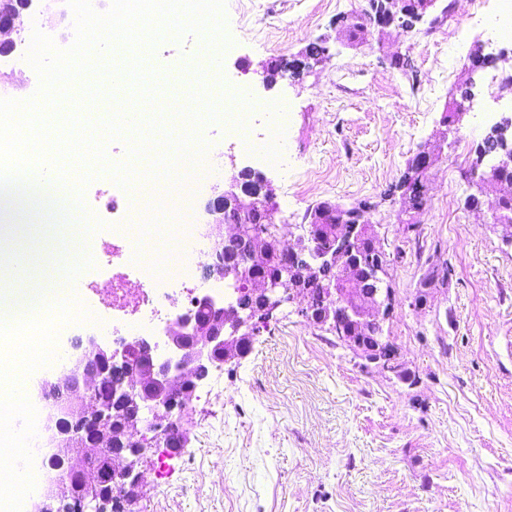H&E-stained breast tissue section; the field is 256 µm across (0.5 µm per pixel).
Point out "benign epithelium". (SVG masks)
I'll return each instance as SVG.
<instances>
[{"label": "benign epithelium", "mask_w": 512, "mask_h": 512, "mask_svg": "<svg viewBox=\"0 0 512 512\" xmlns=\"http://www.w3.org/2000/svg\"><path fill=\"white\" fill-rule=\"evenodd\" d=\"M401 3L365 0L362 12L387 27ZM492 133L503 138V146L479 155L478 165L511 172L506 135L512 133V117L502 119ZM434 162L426 149L411 159L419 173ZM213 192L198 233L208 242L204 277L228 283L224 302L197 297L194 310L167 328L164 353L146 336L124 340L119 349L91 336L73 344L60 375L40 385L48 402L43 447L51 450L57 475L46 479L38 512H139L142 457L156 448L176 454L187 447L182 417L188 403L212 370L244 355L255 316L296 302L299 315L335 329L341 342L355 349L380 325L390 288L383 287L386 255L377 246L367 209L354 212L352 223L331 227L333 203L286 242L280 232L266 230L277 218L272 188L262 173L243 168ZM325 270L331 278L314 299L301 283ZM360 358L395 376L404 371L395 353L382 346L360 352Z\"/></svg>", "instance_id": "benign-epithelium-1"}]
</instances>
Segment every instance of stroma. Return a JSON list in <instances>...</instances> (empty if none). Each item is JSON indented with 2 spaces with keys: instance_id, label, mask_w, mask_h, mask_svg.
I'll list each match as a JSON object with an SVG mask.
<instances>
[{
  "instance_id": "35a3bbf8",
  "label": "stroma",
  "mask_w": 512,
  "mask_h": 512,
  "mask_svg": "<svg viewBox=\"0 0 512 512\" xmlns=\"http://www.w3.org/2000/svg\"><path fill=\"white\" fill-rule=\"evenodd\" d=\"M436 5L448 10L437 25H371L354 38L347 24L360 0H226L231 43L220 73L254 102L288 107L289 167L256 159L211 123L204 139L224 150L214 185L246 166L261 172L288 234L301 233L322 201L370 204L389 260L384 333L418 382L363 367L328 327L283 306L259 324L245 357L197 390L184 418L188 447L142 460L141 512H512V247L487 211L464 205L484 139L472 126L480 113L500 120L512 84L492 87L488 71L470 70L486 41L475 13L495 0ZM321 39L329 61L263 86L262 66ZM470 77V112L448 131L451 94ZM424 147L439 150L423 175L428 203L406 225L398 184ZM112 244L111 228L100 229L80 288L59 291L78 297L89 318L60 328L58 351L99 335ZM444 262L454 267L448 284L413 307L429 266Z\"/></svg>"
}]
</instances>
